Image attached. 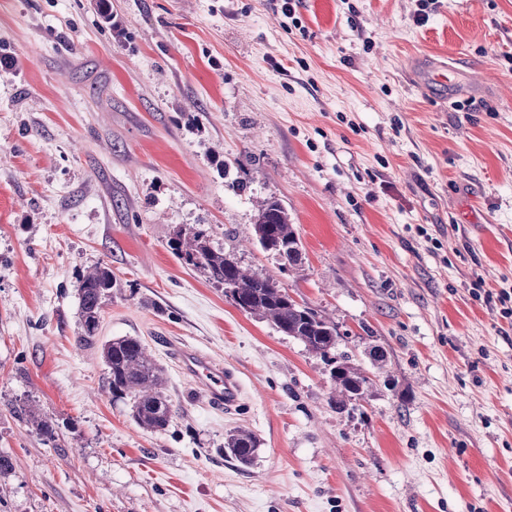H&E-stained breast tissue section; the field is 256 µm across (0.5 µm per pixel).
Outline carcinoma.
Returning <instances> with one entry per match:
<instances>
[{
	"label": "carcinoma",
	"mask_w": 512,
	"mask_h": 512,
	"mask_svg": "<svg viewBox=\"0 0 512 512\" xmlns=\"http://www.w3.org/2000/svg\"><path fill=\"white\" fill-rule=\"evenodd\" d=\"M253 232L261 248L278 256L282 266L291 270L301 263L300 239L288 211L278 200L271 197L260 202ZM168 246L183 264L200 271L218 286H228L229 298L236 307L299 341L310 355L324 363L341 361L344 373L333 378L337 404L344 407L365 398L372 380L348 356H336L340 333L334 322L293 300L272 275L252 269L234 251L215 244L211 233L204 228L179 226ZM287 246L296 250L286 253ZM77 288L80 332L76 342L82 347L98 349L107 368L112 397L131 402L132 417L140 428L151 432L166 429L175 415L174 405L166 393L164 373L142 340L123 336L99 342L102 305L122 288L112 266L102 263L82 274ZM17 413L44 440L58 439L54 422L34 402L25 403ZM258 449L256 436L246 429H234L224 438V454L244 466L253 462Z\"/></svg>",
	"instance_id": "carcinoma-1"
}]
</instances>
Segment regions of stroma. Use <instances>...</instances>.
<instances>
[{"label":"stroma","mask_w":512,"mask_h":512,"mask_svg":"<svg viewBox=\"0 0 512 512\" xmlns=\"http://www.w3.org/2000/svg\"><path fill=\"white\" fill-rule=\"evenodd\" d=\"M110 4L106 28L97 0H0V512H512V0ZM418 58L489 79L450 100ZM269 197L290 271L253 237ZM198 224L335 322L370 395L337 408L322 361L183 266L167 241ZM103 261L124 290L99 336L163 368L164 431L75 341L76 277ZM28 399L57 442L15 417ZM238 427L248 466L223 452ZM253 232L261 248L278 256L284 268L288 266V270H291L301 263L300 239L288 217V211L275 198L264 199L258 205ZM286 246L297 247L294 255L288 252ZM284 249L287 253L280 252ZM180 359L183 370L198 381L212 404L231 408L238 403L240 387L231 372L189 349L181 351ZM259 442L249 430L237 428L224 438V454L233 457L240 464H251L257 455Z\"/></svg>","instance_id":"35a3bbf8"}]
</instances>
